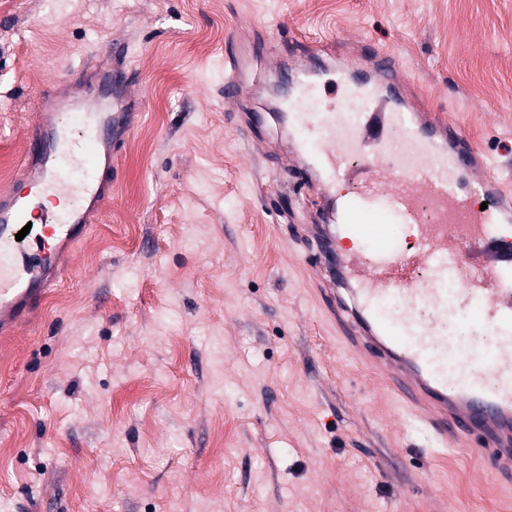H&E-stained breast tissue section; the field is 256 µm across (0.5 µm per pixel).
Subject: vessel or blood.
I'll use <instances>...</instances> for the list:
<instances>
[{
  "label": "vessel or blood",
  "instance_id": "vessel-or-blood-1",
  "mask_svg": "<svg viewBox=\"0 0 512 512\" xmlns=\"http://www.w3.org/2000/svg\"><path fill=\"white\" fill-rule=\"evenodd\" d=\"M284 43L301 75L279 109L284 147L315 198L333 314L431 438H466L492 469L511 471L512 196L454 123L400 91L394 54L344 63L331 78L321 47ZM127 94L115 70L38 99L19 161L28 190L0 191L1 334L64 275L58 248L86 235L84 205L111 202L123 145L113 124ZM340 180L349 193L337 194ZM451 317L492 329L493 349L448 343L438 326Z\"/></svg>",
  "mask_w": 512,
  "mask_h": 512
}]
</instances>
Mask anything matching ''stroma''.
<instances>
[{
  "instance_id": "stroma-1",
  "label": "stroma",
  "mask_w": 512,
  "mask_h": 512,
  "mask_svg": "<svg viewBox=\"0 0 512 512\" xmlns=\"http://www.w3.org/2000/svg\"><path fill=\"white\" fill-rule=\"evenodd\" d=\"M286 32L392 52L512 190V0H0V189L36 99L70 67L123 66L140 114L111 206L29 323L0 336V512L512 505V476L429 448L326 322L313 199L268 114Z\"/></svg>"
}]
</instances>
